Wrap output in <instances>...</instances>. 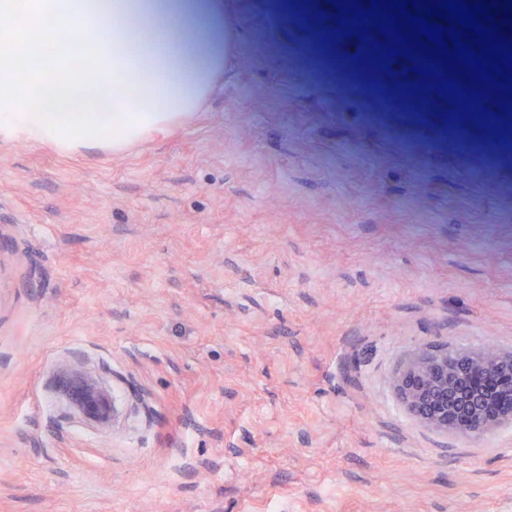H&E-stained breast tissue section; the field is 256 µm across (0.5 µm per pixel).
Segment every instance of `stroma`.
Instances as JSON below:
<instances>
[{
	"mask_svg": "<svg viewBox=\"0 0 512 512\" xmlns=\"http://www.w3.org/2000/svg\"><path fill=\"white\" fill-rule=\"evenodd\" d=\"M235 64L115 154L0 143V512H512V427L416 423L415 349H512V162L320 76L327 0H223ZM90 375L100 423L72 391Z\"/></svg>",
	"mask_w": 512,
	"mask_h": 512,
	"instance_id": "1",
	"label": "stroma"
}]
</instances>
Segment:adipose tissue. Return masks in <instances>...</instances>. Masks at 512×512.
Listing matches in <instances>:
<instances>
[{
	"mask_svg": "<svg viewBox=\"0 0 512 512\" xmlns=\"http://www.w3.org/2000/svg\"><path fill=\"white\" fill-rule=\"evenodd\" d=\"M47 8L97 31L112 60L111 80L75 94L95 96L96 124L115 113L143 118L129 141L112 144L116 153L192 121L230 66L219 0H49Z\"/></svg>",
	"mask_w": 512,
	"mask_h": 512,
	"instance_id": "adipose-tissue-1",
	"label": "adipose tissue"
}]
</instances>
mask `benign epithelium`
Masks as SVG:
<instances>
[{"mask_svg": "<svg viewBox=\"0 0 512 512\" xmlns=\"http://www.w3.org/2000/svg\"><path fill=\"white\" fill-rule=\"evenodd\" d=\"M491 376L498 388L512 391V350L493 345L478 348H425L416 351L394 377L396 394L407 413L419 424L441 433L474 439L512 426V405H496L475 386ZM83 411L101 421L111 406L105 392L84 377L76 389Z\"/></svg>", "mask_w": 512, "mask_h": 512, "instance_id": "benign-epithelium-1", "label": "benign epithelium"}]
</instances>
